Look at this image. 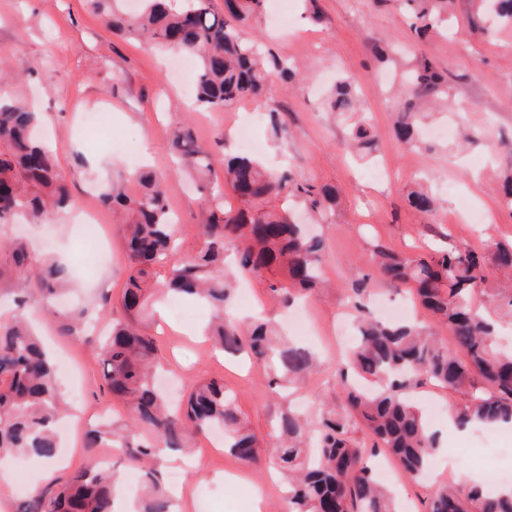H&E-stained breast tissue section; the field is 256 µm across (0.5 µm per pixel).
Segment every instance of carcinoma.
Segmentation results:
<instances>
[{"label":"carcinoma","mask_w":512,"mask_h":512,"mask_svg":"<svg viewBox=\"0 0 512 512\" xmlns=\"http://www.w3.org/2000/svg\"><path fill=\"white\" fill-rule=\"evenodd\" d=\"M112 33L143 39L161 50L192 56L196 109H229L245 99L263 96L270 77L296 80V67L265 54L249 32L265 10L266 0H225L228 14L214 12L209 0H139L125 9L126 0H90ZM414 13L420 35L448 22L455 0H397ZM475 27L492 36L512 27V0H470ZM405 97L395 122L396 137L414 145L424 109L448 99V76L423 58L402 71ZM360 106L355 78L337 80L327 111L355 114ZM39 113L21 101L0 96V224L24 216L32 224L52 220L71 202L66 177L51 150L35 136ZM171 150L183 175L194 185L207 212L202 225L204 246L171 259L178 252L168 203L167 179L138 172V192L125 191L124 177L100 186V202L113 210L124 228L130 272L121 297L125 319L112 311L61 310L54 306L69 281L68 268L33 258L24 243L0 246V288H21L19 304L29 302L52 313L62 336H80L91 315L112 323L100 345L102 392L129 405L131 424L125 431L95 425L86 445L119 451L136 441L130 462L140 466L142 494L138 512H173L171 497L155 469L144 465L164 448L189 452L191 441L224 428V447L245 464L260 459L253 433L242 424L233 396L222 379L196 384L183 405L169 406L155 384L159 369L154 337L138 319L156 293L203 300L212 308L208 336L222 352L245 354L273 374L275 387L286 391L316 369L312 352L258 322L246 328L229 315L235 279L272 275L268 288L287 296L292 289L312 290L326 283L325 243L296 222L294 208L311 218L336 223V195L310 180L269 172L248 154L224 162V184L242 208L224 204L211 153L202 147L187 124L173 128ZM348 147L372 158L377 140L364 119L351 124ZM409 206L423 213L435 209V199L422 189L407 195ZM236 250L235 271L224 272V246ZM372 262L392 287L413 289L416 299L439 323L448 327L453 350L419 325L384 322L367 306L369 275L351 283L348 299L358 312L357 342L336 369L347 410H328L315 423L283 409L271 422L275 441L265 449L269 464L285 480L287 512H397L390 489L379 482L367 451L389 455L410 477L424 474L438 451V434L431 431L407 396L414 386L430 381L459 396L450 402L454 421L464 428L512 424V353L496 349L495 321L474 306L477 292L512 311L511 288H487V262L512 270V244L495 247L491 258L477 250L432 249L416 257L372 244ZM170 265L167 280H155L158 265ZM61 405L54 367L36 334L20 316L0 319V459L30 455L46 460L58 456L55 435ZM363 426L371 449L352 436V424ZM118 490L112 469L98 458L57 485L33 488L21 512H112ZM426 512H512V496H497L485 487L465 488L450 480L434 486Z\"/></svg>","instance_id":"1"}]
</instances>
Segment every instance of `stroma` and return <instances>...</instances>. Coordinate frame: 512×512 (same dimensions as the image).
<instances>
[{
  "label": "stroma",
  "mask_w": 512,
  "mask_h": 512,
  "mask_svg": "<svg viewBox=\"0 0 512 512\" xmlns=\"http://www.w3.org/2000/svg\"><path fill=\"white\" fill-rule=\"evenodd\" d=\"M322 15L320 24L309 23L303 0H295L291 25L268 30L257 24L273 53L299 64V91H289L279 77H271L265 98L243 101L228 110L200 112L190 107L182 86L168 79L164 67L173 57L161 50L108 32L88 0H0V69L14 74L4 90L20 97L43 117L46 132L60 169L69 177L73 203L48 224L0 225V241L22 237L37 256L68 264L72 279L68 294L75 307L91 305L101 297L118 302L128 277L123 232L114 224L111 209L92 196V186L107 178L127 174L131 163L126 152L137 153L140 163L166 176L169 205L176 220L181 253L190 254L203 244L206 214L193 198L190 184L176 176L169 151L171 127L190 121L197 139L212 149L216 168L224 157L236 153L230 133L240 113L275 107L286 112L288 133L274 136L269 122L256 129L264 144L263 160L273 171L291 172L332 187L337 196L335 223L317 225L315 231L327 244L325 276L327 292H315L306 302L312 308L313 332L305 343L315 351L320 366L293 397L295 406L309 418L332 406H343L334 365L348 346L337 338L336 326L349 318L347 287L361 274L372 276L375 297L407 303L409 317L426 325L440 339L447 328L433 320L408 293L394 290L374 275L370 255L374 241H382L407 254L443 243L484 252L512 243V211L500 205L501 184L512 174V30L489 38L472 31L468 0H456L455 20L447 35L418 40L409 15L394 0H314ZM404 51L403 64L428 58L440 69L454 74L455 81L444 113L432 121L460 119L474 126L480 142L461 147L456 140L437 143L434 150H412L394 135L391 116L396 108L395 89L379 79L387 71L376 51L384 46ZM356 76L364 94V110L378 136L377 158L395 172L375 182L368 175L369 161L346 154L340 142L348 125L324 108L325 97L339 71ZM104 109L108 129L87 134L81 115ZM430 189L438 209L429 215L408 207L405 197L415 186ZM458 195L484 204L490 219L483 224H461L454 206ZM93 211L102 223L106 249L101 253L82 244L80 218ZM248 301H235L233 316L246 321L262 314L272 324L287 327L293 310L282 297L271 294L264 279L248 283ZM185 317L170 305H155L143 325L155 339L164 366L173 372L181 390L204 378L223 380L236 395L247 425L270 444L271 419L284 403L269 387L263 366L246 356H231L215 349L204 334L209 308L194 300L183 301ZM39 331L51 351L69 357L76 380L59 379L58 387L67 413L75 421L70 431L72 451L56 479L82 468L89 451L84 432L99 412L110 422L127 421L129 408L100 392L102 363L95 346L82 339L57 334L50 317L37 316ZM431 429L439 433L442 467L431 481L400 478L395 488L406 512H424L431 483L446 481L450 463L480 476H497L512 470V444L486 437L485 427L460 431L447 415L427 414ZM205 469H184L174 498L178 512H237L255 489L266 498L264 512H281V492L265 462L243 465L229 453L213 449L201 437L193 449ZM235 471L243 483L228 486L224 473Z\"/></svg>",
  "instance_id": "stroma-1"
}]
</instances>
